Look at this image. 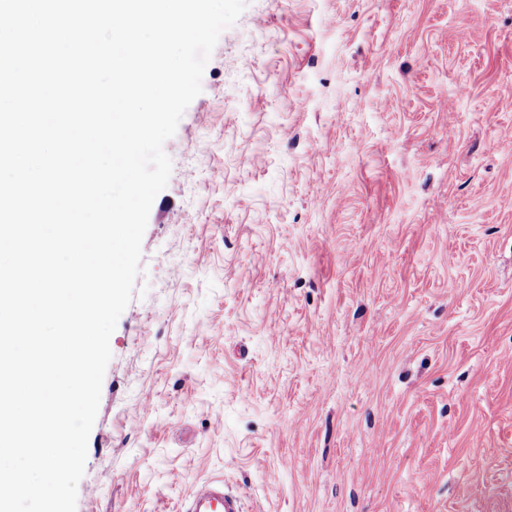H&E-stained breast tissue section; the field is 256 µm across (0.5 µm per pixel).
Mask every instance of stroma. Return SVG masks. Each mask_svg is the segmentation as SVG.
Wrapping results in <instances>:
<instances>
[{"label":"stroma","mask_w":512,"mask_h":512,"mask_svg":"<svg viewBox=\"0 0 512 512\" xmlns=\"http://www.w3.org/2000/svg\"><path fill=\"white\" fill-rule=\"evenodd\" d=\"M164 151L76 512H512V0H249ZM187 512H241V499L224 493V485L205 483L191 495Z\"/></svg>","instance_id":"obj_1"}]
</instances>
